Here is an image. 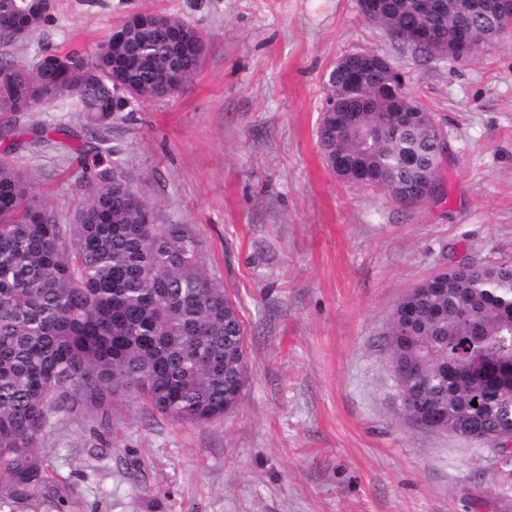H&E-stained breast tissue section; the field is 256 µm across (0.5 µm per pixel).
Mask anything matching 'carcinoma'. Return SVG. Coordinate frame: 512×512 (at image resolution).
<instances>
[{"label": "carcinoma", "mask_w": 512, "mask_h": 512, "mask_svg": "<svg viewBox=\"0 0 512 512\" xmlns=\"http://www.w3.org/2000/svg\"><path fill=\"white\" fill-rule=\"evenodd\" d=\"M379 26L408 43V29L430 36L422 55H453L457 33L469 54L499 40L491 11L448 0L440 19H421L416 0H375ZM0 0V36L36 32L49 5ZM97 49L91 67L48 53L32 63L0 61V112H27L63 93L87 113L91 140L74 151L86 201L68 224L33 191L19 156L0 155V507L29 504L46 485L39 440L53 415L100 407L130 392L169 419L207 423L235 408L247 377L240 309L210 274L200 240L185 224H160L138 194L123 150L110 142L103 102L166 97L165 80L188 87L200 57L196 29L179 18L129 15ZM356 93L339 99L338 127L323 115L318 142L341 179L381 190L405 207L438 195L435 162L443 141L433 116L411 107L404 87L371 68ZM386 342L411 419L428 410L467 432L512 429V265L469 266L437 290L426 279L393 313ZM477 406H472V401Z\"/></svg>", "instance_id": "carcinoma-1"}]
</instances>
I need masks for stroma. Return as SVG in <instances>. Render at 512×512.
Listing matches in <instances>:
<instances>
[{
  "label": "stroma",
  "instance_id": "1",
  "mask_svg": "<svg viewBox=\"0 0 512 512\" xmlns=\"http://www.w3.org/2000/svg\"><path fill=\"white\" fill-rule=\"evenodd\" d=\"M201 32L191 86L113 114L110 136L162 222L186 224L239 305L247 383L205 424L122 396L57 414L41 441L49 497L14 512H512V461L405 415L386 346L399 300L456 260L512 264V41L422 58L358 0H54L0 58L92 60L134 12ZM356 50L387 57L442 127L444 193L404 207L343 182L320 151L327 79ZM37 128L21 162L67 221L82 166L57 127L87 129L67 96L0 127Z\"/></svg>",
  "mask_w": 512,
  "mask_h": 512
}]
</instances>
